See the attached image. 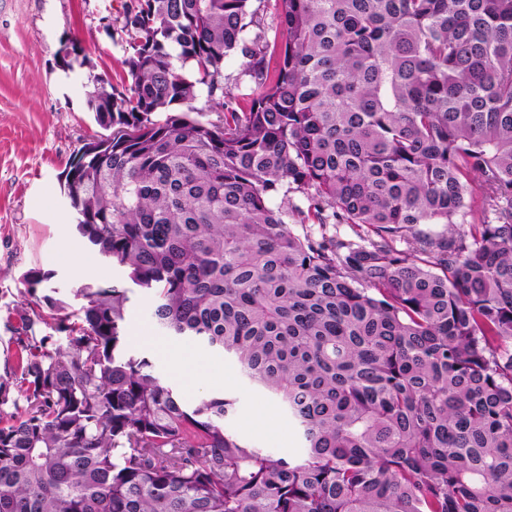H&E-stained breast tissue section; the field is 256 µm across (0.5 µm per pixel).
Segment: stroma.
<instances>
[{
    "label": "stroma",
    "mask_w": 512,
    "mask_h": 512,
    "mask_svg": "<svg viewBox=\"0 0 512 512\" xmlns=\"http://www.w3.org/2000/svg\"><path fill=\"white\" fill-rule=\"evenodd\" d=\"M129 0H0V377L16 367L15 337L23 304V273L51 272L56 296L72 301L77 283L117 281L120 268L96 258L78 234L63 193L64 171L99 127L84 109L82 77H66L56 59L78 39L93 73L125 84ZM128 348L153 361L161 381L186 400L223 391L235 398L229 426L244 442L280 456L301 452L287 414L248 384L232 360L189 342L181 349L209 366L210 380L189 385L159 347L170 344L151 317V301L133 296L126 311Z\"/></svg>",
    "instance_id": "1"
}]
</instances>
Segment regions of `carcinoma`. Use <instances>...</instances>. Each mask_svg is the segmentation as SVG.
Returning a JSON list of instances; mask_svg holds the SVG:
<instances>
[{"label":"carcinoma","instance_id":"cac0c4a2","mask_svg":"<svg viewBox=\"0 0 512 512\" xmlns=\"http://www.w3.org/2000/svg\"><path fill=\"white\" fill-rule=\"evenodd\" d=\"M275 6L139 0L127 85L86 76L105 133L65 194L126 279L74 307L23 274L0 512H512V0ZM232 51L246 110L223 102ZM474 209L493 219L466 231ZM136 291L274 398L301 454L244 443L235 399L189 403L129 353Z\"/></svg>","mask_w":512,"mask_h":512}]
</instances>
